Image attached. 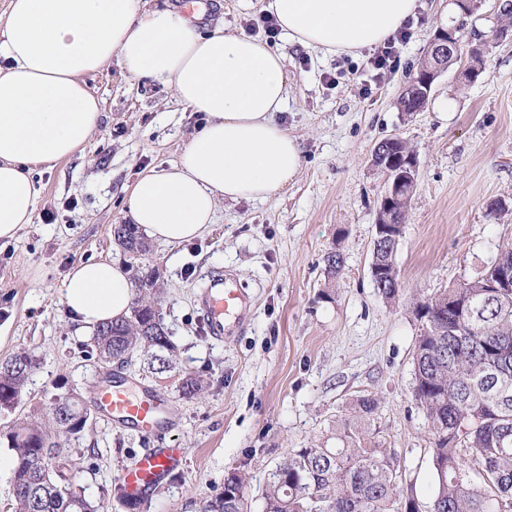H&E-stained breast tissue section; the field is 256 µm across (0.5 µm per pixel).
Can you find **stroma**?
<instances>
[{
    "label": "stroma",
    "instance_id": "stroma-1",
    "mask_svg": "<svg viewBox=\"0 0 512 512\" xmlns=\"http://www.w3.org/2000/svg\"><path fill=\"white\" fill-rule=\"evenodd\" d=\"M201 32H246L267 0H200ZM503 0H474L465 17L456 0H419L410 41L397 66L362 96L352 74L370 55H328L277 38L285 57L288 100L277 120L298 138L302 167L286 189L265 201L219 203L216 220L195 240L152 242L144 259L114 236L124 223L122 186L143 171L179 159L206 122L169 89L127 79L118 64L88 76L101 101L98 126L84 152L37 177L42 189L32 223L0 240V359L27 351L39 367L14 418L42 419L58 386L89 398L113 370L168 397L172 423L150 440L92 411L70 440L75 481L104 512H127L112 495L115 479L144 448L184 451L179 481L150 492L144 512H201L220 493L229 467L248 477L251 512H261L269 469L295 448L337 447V428L359 396L379 408L372 424L397 460L400 485L429 506L435 487L427 421L412 397L419 326L407 303H387L370 276L382 175L374 145L395 135L414 151L416 189L408 205L395 265L407 294H435L474 278L512 245V43L489 37L504 24ZM459 29L461 65L480 48L479 76L442 73L418 112L398 97L438 29ZM336 78L326 85L323 74ZM504 202L506 211L495 210ZM53 222H46L45 214ZM339 251L336 280L325 274ZM88 259L158 268L165 324L176 346L174 369H150L143 357L117 367L91 355L90 333L75 335L62 303L64 278ZM232 270L249 303L239 329L214 341L196 296L207 275ZM207 386L185 396L186 374Z\"/></svg>",
    "mask_w": 512,
    "mask_h": 512
}]
</instances>
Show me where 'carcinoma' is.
Returning a JSON list of instances; mask_svg holds the SVG:
<instances>
[{
  "mask_svg": "<svg viewBox=\"0 0 512 512\" xmlns=\"http://www.w3.org/2000/svg\"><path fill=\"white\" fill-rule=\"evenodd\" d=\"M392 167L414 159L406 143L388 150ZM414 188L392 199L384 223L402 224ZM119 245L137 256L150 245L129 225L115 228ZM389 287L379 290L388 303L407 301L419 323L414 352L412 396L431 435L430 461L435 490L428 512H512V288H496L497 270L486 266L477 277L439 294L407 297L394 254H381ZM159 275L136 269V296L128 314L97 327L92 350L119 365L148 355L159 368L172 366L175 345L158 303ZM39 367L26 352L0 360V413H12ZM82 406L78 394L52 397L48 423L18 420L3 438L12 452L16 512H100L68 475L76 467L59 441L80 435L87 424L70 426L62 415ZM378 400L364 395L337 431L338 448H297L267 475L262 512H420L413 494L399 488L396 459L371 431ZM245 464L230 469L224 490L207 500L203 512H250ZM113 496L130 512L144 501L129 497L115 480Z\"/></svg>",
  "mask_w": 512,
  "mask_h": 512,
  "instance_id": "1",
  "label": "carcinoma"
}]
</instances>
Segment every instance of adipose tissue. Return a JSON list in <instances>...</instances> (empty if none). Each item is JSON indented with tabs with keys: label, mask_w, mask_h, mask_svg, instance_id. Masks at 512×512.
I'll use <instances>...</instances> for the list:
<instances>
[{
	"label": "adipose tissue",
	"mask_w": 512,
	"mask_h": 512,
	"mask_svg": "<svg viewBox=\"0 0 512 512\" xmlns=\"http://www.w3.org/2000/svg\"><path fill=\"white\" fill-rule=\"evenodd\" d=\"M288 41L325 54L384 42L417 0H270ZM118 61L136 81L172 90L207 114L177 163L141 173L122 212L150 238L178 245L201 236L220 202L266 200L299 173L302 149L277 120L288 96L285 59L265 41L144 0H9L0 13V239L32 223L34 171L84 149L101 116L85 75ZM135 296L113 260L73 266L62 301L77 332L127 313Z\"/></svg>",
	"instance_id": "obj_1"
}]
</instances>
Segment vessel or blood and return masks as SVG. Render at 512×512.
Returning a JSON list of instances; mask_svg holds the SVG:
<instances>
[{
    "mask_svg": "<svg viewBox=\"0 0 512 512\" xmlns=\"http://www.w3.org/2000/svg\"><path fill=\"white\" fill-rule=\"evenodd\" d=\"M197 303L206 314L207 335L218 341L223 340L226 331L225 314H232L238 323L247 316L245 294L235 279L225 272L217 271L209 276L199 292ZM92 397L104 415L129 425L143 438L156 435L171 415L169 401L163 394L146 391L136 395L120 382L94 386ZM182 461V449L153 448L123 472L121 481L131 496L142 497Z\"/></svg>",
    "mask_w": 512,
    "mask_h": 512,
    "instance_id": "obj_1",
    "label": "vessel or blood"
}]
</instances>
